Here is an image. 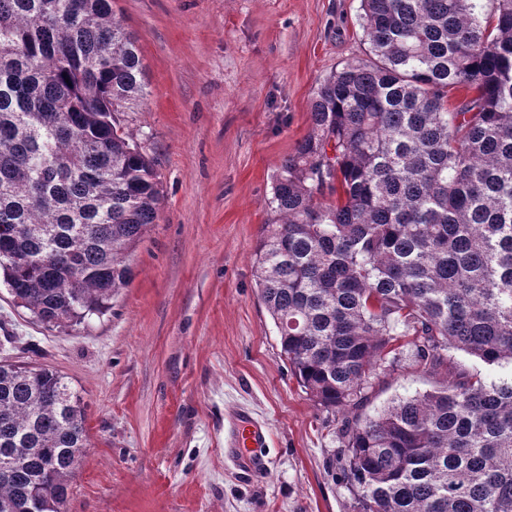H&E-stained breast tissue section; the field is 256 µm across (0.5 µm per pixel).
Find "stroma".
Instances as JSON below:
<instances>
[{"label":"stroma","mask_w":512,"mask_h":512,"mask_svg":"<svg viewBox=\"0 0 512 512\" xmlns=\"http://www.w3.org/2000/svg\"><path fill=\"white\" fill-rule=\"evenodd\" d=\"M147 94L121 119L163 184L133 277L63 330L0 283V362L50 367L78 393L89 448L67 512H353L329 472L341 441L281 355L256 288L273 177L310 129L313 89L367 44L360 0H115ZM433 381L403 353L364 408ZM269 432L255 472L225 453L233 416Z\"/></svg>","instance_id":"stroma-1"}]
</instances>
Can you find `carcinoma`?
<instances>
[{
    "label": "carcinoma",
    "mask_w": 512,
    "mask_h": 512,
    "mask_svg": "<svg viewBox=\"0 0 512 512\" xmlns=\"http://www.w3.org/2000/svg\"><path fill=\"white\" fill-rule=\"evenodd\" d=\"M361 0L367 58L313 90L256 284L314 404L348 414L354 512H512V0ZM474 95L448 109L447 93ZM146 95L112 0H0V281L40 322L111 309L158 217L119 113ZM410 347L431 390L362 413ZM87 447L55 370L0 363V512H63ZM448 357L459 367L465 370L479 369L482 374L488 379L496 382L510 379L511 370L508 368H500L497 366H487L473 357L457 350L448 351Z\"/></svg>",
    "instance_id": "1"
}]
</instances>
